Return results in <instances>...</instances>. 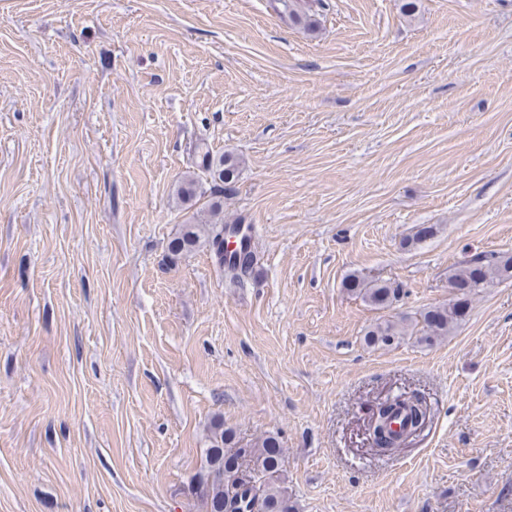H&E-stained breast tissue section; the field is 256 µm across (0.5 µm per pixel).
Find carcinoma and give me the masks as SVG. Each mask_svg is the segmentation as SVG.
Listing matches in <instances>:
<instances>
[{
    "instance_id": "cac0c4a2",
    "label": "carcinoma",
    "mask_w": 512,
    "mask_h": 512,
    "mask_svg": "<svg viewBox=\"0 0 512 512\" xmlns=\"http://www.w3.org/2000/svg\"><path fill=\"white\" fill-rule=\"evenodd\" d=\"M272 6L288 23L311 28L318 23L317 9L322 7V0H272ZM201 167L213 182L211 195L215 201L210 204L209 223L182 225L179 234L169 243V253L175 260L206 245L218 267L231 279L238 280L253 271L256 256L244 249L239 257L224 259V210L219 197L233 190L240 161L229 153L217 159L206 153ZM495 277H512V255L474 254L449 279L453 299L421 315L420 340L429 342L448 335L466 316L465 297L473 295ZM343 285L350 293L378 308L391 306L401 293V288L391 282H368L355 273L347 275ZM407 331L408 327L402 322L386 320L368 330L364 341L373 347L390 346ZM400 413L403 414L402 433L391 428ZM425 421L426 408L420 397L397 396L379 407L370 433L372 444L377 448L397 447L402 437L415 432ZM209 432L210 447L206 449L203 473L192 488L204 512H295V505L282 486L284 453L278 437L268 435L252 445L240 446L236 433L224 427L220 416L211 420Z\"/></svg>"
}]
</instances>
